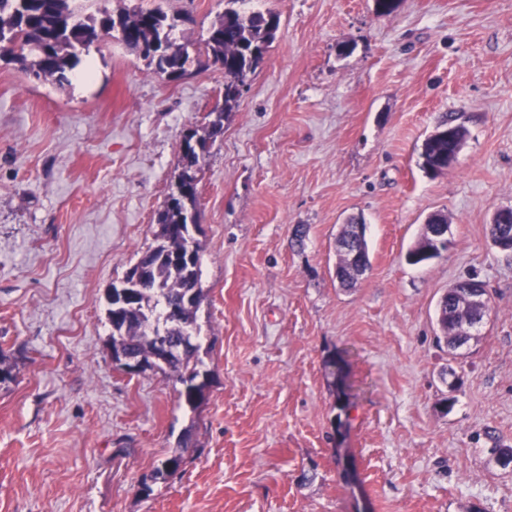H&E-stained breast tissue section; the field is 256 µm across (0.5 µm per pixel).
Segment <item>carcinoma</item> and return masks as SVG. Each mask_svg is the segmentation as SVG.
I'll list each match as a JSON object with an SVG mask.
<instances>
[{"instance_id": "cac0c4a2", "label": "carcinoma", "mask_w": 512, "mask_h": 512, "mask_svg": "<svg viewBox=\"0 0 512 512\" xmlns=\"http://www.w3.org/2000/svg\"><path fill=\"white\" fill-rule=\"evenodd\" d=\"M108 0H0V61L17 66L26 75L49 80L61 88L72 84V76L82 56L92 51L102 53L117 42L145 61L147 70L159 77L175 80L188 73L217 67L224 71L222 107L215 118L191 139L201 147L221 133L224 119L239 106L241 87L261 65L264 54L279 28L278 15L244 8L247 0H224V12L213 20L206 36L198 41H180L175 36L177 19L161 5H135L112 9ZM453 128L454 148L461 149L467 130L448 119L438 125L422 144V167L434 174L448 168V138L443 131ZM204 154L190 139L183 140L179 159L180 175L176 192L169 195L158 213L157 237L166 239L167 249L186 250L190 235L189 218L197 213V173ZM194 255L172 263L164 249L151 247L142 252L134 267L143 274L144 288L136 299L123 307L119 319L112 320V301H107L106 315L112 328V351L140 361L146 368L166 369L183 386L179 396L190 408L202 401L208 387L207 373L201 371L200 346L192 337L200 331L198 312L205 299L200 274V242L194 243ZM439 248L421 238L407 254L417 265L433 259ZM191 291L189 304L182 306L175 318L165 316L167 307L183 293ZM485 311L464 304L459 294L448 289L444 295L439 322L448 348L467 343L472 336L460 337L457 331L465 320L480 324ZM165 342L170 357L164 363L153 359L157 343ZM184 463L174 454L154 471V477L170 476Z\"/></svg>"}]
</instances>
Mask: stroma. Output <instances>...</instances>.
Returning <instances> with one entry per match:
<instances>
[{"label":"stroma","mask_w":512,"mask_h":512,"mask_svg":"<svg viewBox=\"0 0 512 512\" xmlns=\"http://www.w3.org/2000/svg\"><path fill=\"white\" fill-rule=\"evenodd\" d=\"M279 30L198 178V409L112 361L105 293L155 243L222 71L168 81L122 45L61 89L0 62V512H512V0H255ZM197 38L224 0H165ZM454 164L421 167L440 121ZM450 225L406 255L429 214ZM364 218L370 267L336 279ZM488 313L449 350L440 298ZM182 453L175 475L153 479ZM429 222L427 224L426 231L427 237L439 247L447 242L448 218L446 215L436 212L428 216ZM431 243H426V238L421 236V239L417 242V245L411 249L407 254V259L411 264L417 265L427 262L433 259L435 255L439 253V248Z\"/></svg>","instance_id":"stroma-1"}]
</instances>
